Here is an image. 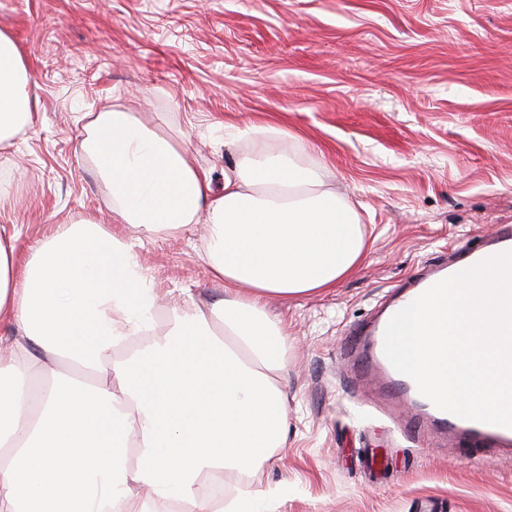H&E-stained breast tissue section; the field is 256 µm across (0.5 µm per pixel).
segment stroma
I'll return each instance as SVG.
<instances>
[{
  "instance_id": "1",
  "label": "stroma",
  "mask_w": 512,
  "mask_h": 512,
  "mask_svg": "<svg viewBox=\"0 0 512 512\" xmlns=\"http://www.w3.org/2000/svg\"><path fill=\"white\" fill-rule=\"evenodd\" d=\"M33 120L0 144V225L16 271L68 225L133 244L167 328L185 301L224 295L200 255L205 225L132 233L83 149L92 114L134 112L210 171L247 141L320 164L357 210L361 266L336 287L267 299L286 325L288 441L225 497L265 512H512V449L481 464L404 427L343 347L417 267L512 225V0H0Z\"/></svg>"
}]
</instances>
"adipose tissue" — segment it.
Listing matches in <instances>:
<instances>
[{
	"mask_svg": "<svg viewBox=\"0 0 512 512\" xmlns=\"http://www.w3.org/2000/svg\"><path fill=\"white\" fill-rule=\"evenodd\" d=\"M31 119L22 63L0 33V143ZM83 148L116 222L158 233L206 221L205 265L224 296L187 303L158 330L137 253L91 222L44 241L19 287L17 234L1 225L0 322L15 335L0 350V512H263L262 491L221 501L198 483L260 467L287 442L288 333L263 304L347 277L365 252L359 216L321 168L257 138L220 194L136 113H98Z\"/></svg>",
	"mask_w": 512,
	"mask_h": 512,
	"instance_id": "1",
	"label": "adipose tissue"
}]
</instances>
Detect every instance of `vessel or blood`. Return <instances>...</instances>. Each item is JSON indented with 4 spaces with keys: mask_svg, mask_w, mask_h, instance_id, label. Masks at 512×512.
Returning a JSON list of instances; mask_svg holds the SVG:
<instances>
[{
    "mask_svg": "<svg viewBox=\"0 0 512 512\" xmlns=\"http://www.w3.org/2000/svg\"><path fill=\"white\" fill-rule=\"evenodd\" d=\"M512 252V226L503 224L478 245L455 252L448 263L420 268L414 279L408 280L398 297L375 322L359 326L352 332L346 349L357 372L379 374L386 396L393 402H411L422 411L427 423L448 431L472 447V457L485 461L500 448L512 445V428L487 424L441 410L421 395L415 382L398 372L384 353V333L392 316L409 305L434 284L484 260Z\"/></svg>",
    "mask_w": 512,
    "mask_h": 512,
    "instance_id": "vessel-or-blood-1",
    "label": "vessel or blood"
}]
</instances>
